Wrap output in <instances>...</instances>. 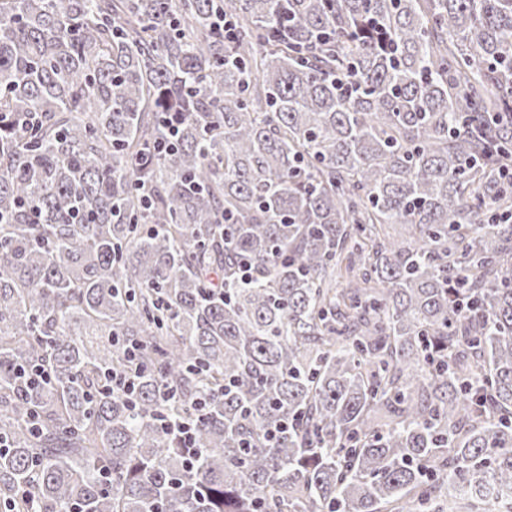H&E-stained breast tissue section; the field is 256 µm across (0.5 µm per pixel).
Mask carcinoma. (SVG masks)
I'll return each instance as SVG.
<instances>
[{
	"mask_svg": "<svg viewBox=\"0 0 512 512\" xmlns=\"http://www.w3.org/2000/svg\"><path fill=\"white\" fill-rule=\"evenodd\" d=\"M511 157L512 0H0V509L512 488Z\"/></svg>",
	"mask_w": 512,
	"mask_h": 512,
	"instance_id": "1",
	"label": "carcinoma"
}]
</instances>
